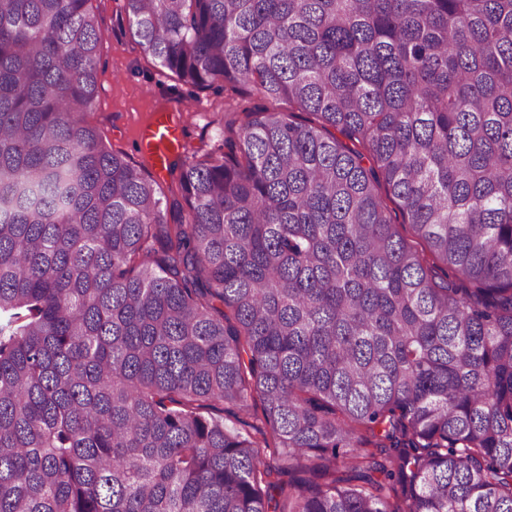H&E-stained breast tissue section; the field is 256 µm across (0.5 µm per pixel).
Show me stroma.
Masks as SVG:
<instances>
[{
  "label": "stroma",
  "mask_w": 512,
  "mask_h": 512,
  "mask_svg": "<svg viewBox=\"0 0 512 512\" xmlns=\"http://www.w3.org/2000/svg\"><path fill=\"white\" fill-rule=\"evenodd\" d=\"M124 5V0H92L101 43L97 99L86 122L132 164L147 167L151 161L140 148L139 127L158 109L188 102L194 109L181 117L188 152L221 144L228 103L252 107L260 104L259 95L220 82L201 90L179 81L134 40Z\"/></svg>",
  "instance_id": "stroma-1"
}]
</instances>
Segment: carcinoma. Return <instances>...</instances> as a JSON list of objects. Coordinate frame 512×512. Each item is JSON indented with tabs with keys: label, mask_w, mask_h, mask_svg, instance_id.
<instances>
[{
	"label": "carcinoma",
	"mask_w": 512,
	"mask_h": 512,
	"mask_svg": "<svg viewBox=\"0 0 512 512\" xmlns=\"http://www.w3.org/2000/svg\"><path fill=\"white\" fill-rule=\"evenodd\" d=\"M91 2L0 0V512H512V0H126L264 100L181 224L84 120Z\"/></svg>",
	"instance_id": "carcinoma-1"
}]
</instances>
